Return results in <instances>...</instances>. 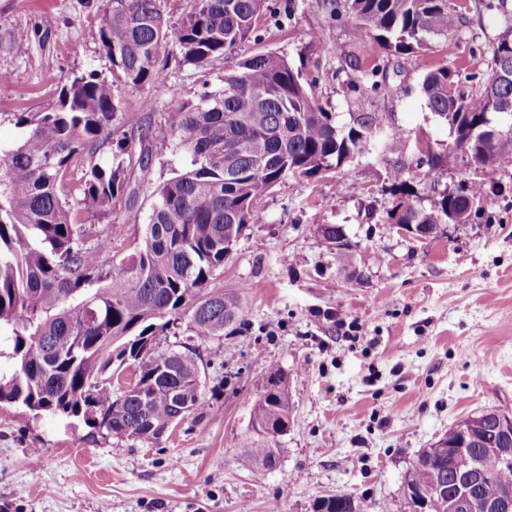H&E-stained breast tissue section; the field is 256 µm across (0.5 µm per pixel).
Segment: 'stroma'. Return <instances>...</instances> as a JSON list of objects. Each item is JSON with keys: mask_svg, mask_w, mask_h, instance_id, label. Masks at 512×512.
<instances>
[{"mask_svg": "<svg viewBox=\"0 0 512 512\" xmlns=\"http://www.w3.org/2000/svg\"><path fill=\"white\" fill-rule=\"evenodd\" d=\"M242 54L274 52L314 78L313 92L337 126H352L363 98L383 128L404 132L400 153L373 150L310 178H288L258 204L201 296L233 291L246 311L241 329L207 339L191 311L171 317L160 348L200 354L208 402L155 442L115 438L58 417L0 406V512H312L326 495L351 496L362 512H407L403 477L419 452L449 427L489 407L512 412V161L481 174L479 210L418 240L385 219L401 196L391 169L406 167L413 205L429 209L467 178L466 166L430 167L419 146L443 152L452 136L420 87L428 70L488 64L500 17L481 0H448L462 12L452 37L431 39L406 59L381 58L378 92L359 93L351 68L362 55L354 22L331 29L306 51L311 32L328 27L320 0H271ZM101 0H0V38L17 28L30 49L0 48V140L20 137L14 115L44 112L62 83L108 73L100 49ZM329 28V27H328ZM235 57L200 69L178 46L163 59L166 78L120 95L130 125L170 119L173 91L196 97L222 85ZM149 100L141 108V100ZM342 225L343 247L319 228ZM288 377L292 422L274 467L258 468L241 444L262 377Z\"/></svg>", "mask_w": 512, "mask_h": 512, "instance_id": "35a3bbf8", "label": "stroma"}]
</instances>
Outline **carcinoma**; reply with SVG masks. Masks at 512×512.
I'll return each instance as SVG.
<instances>
[{
  "mask_svg": "<svg viewBox=\"0 0 512 512\" xmlns=\"http://www.w3.org/2000/svg\"><path fill=\"white\" fill-rule=\"evenodd\" d=\"M164 0H104L99 28L110 75L96 71L63 83L46 112L15 114L20 139L0 143V405H17L34 415L83 419L112 436L146 442L160 439L184 410L201 411L195 350L157 349L153 338L166 330L165 318L207 287L224 266L247 224H256V202L289 177H313L341 165L374 144L377 121L359 112L355 124L336 127L317 102L301 70L273 52L240 59L221 87L177 103L170 121L137 136L126 130L122 88L160 83L159 61L170 44L184 62L206 68L249 41L265 0H188L175 28ZM504 13V26L491 46L490 74L469 94L446 67L428 71L422 93L429 109L454 135V145L430 157L448 169L464 159L491 168L512 157V14L506 0H483ZM338 22L357 21L361 41L405 59L428 39L456 33L461 15L448 0H322ZM18 28L6 47L28 50ZM357 60L373 90L381 86L379 59ZM172 144L187 155L183 169L152 187L148 224L136 246L117 251L122 225L101 234L83 222L89 213L112 215L124 200V223L137 213L140 191L149 184L154 149ZM482 196L475 179L442 194L429 210L409 202L387 213L389 224H418L435 235L445 223H465L470 203ZM200 338L224 335L245 323L233 293L207 296L192 310ZM292 406L287 375L272 369L263 377L242 448L262 468L276 464L281 449L269 429L288 428ZM463 419L424 449L407 469L403 487L413 493L448 478L446 446L464 434ZM512 434L489 427L473 444L488 487L512 490V464L502 449Z\"/></svg>",
  "mask_w": 512,
  "mask_h": 512,
  "instance_id": "1",
  "label": "carcinoma"
}]
</instances>
